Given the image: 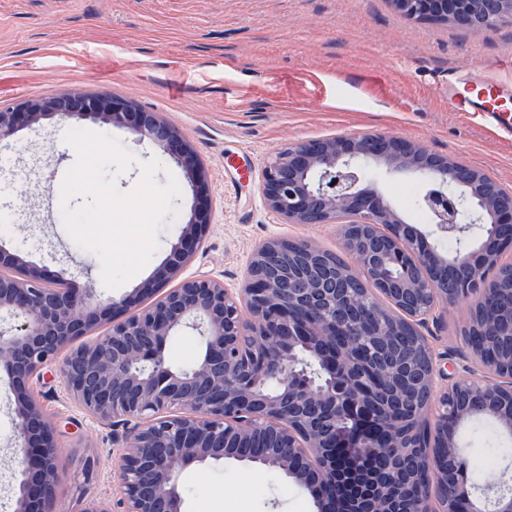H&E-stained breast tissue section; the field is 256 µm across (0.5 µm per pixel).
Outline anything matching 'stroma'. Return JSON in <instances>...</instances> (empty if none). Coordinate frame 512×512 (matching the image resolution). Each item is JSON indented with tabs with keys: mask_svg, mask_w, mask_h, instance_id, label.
I'll use <instances>...</instances> for the list:
<instances>
[{
	"mask_svg": "<svg viewBox=\"0 0 512 512\" xmlns=\"http://www.w3.org/2000/svg\"><path fill=\"white\" fill-rule=\"evenodd\" d=\"M480 66L512 75V24L465 30L404 17L392 0H0V106L63 94L107 96L159 113L183 132L207 177L208 232L184 273L241 287L254 249L275 238L342 252L336 225L290 224L270 209L265 163L308 139L380 132L478 168L512 190V141L466 112L448 109L445 76ZM88 129L119 139L139 162L162 148L129 125L57 117L0 142V244L62 284L102 288L100 262L62 221L59 189L75 154L63 135ZM243 155L249 182L233 184L224 157ZM175 176L176 219L158 234L148 264L122 287H141L178 243L196 203L184 169ZM472 304L437 308L424 329L437 352L469 365L463 328ZM54 422L63 472L59 495L77 507L93 491L121 512L122 450L111 429L74 402L58 373L31 386ZM13 395L0 375V512H11L22 454L13 439ZM185 512H315L309 492L287 476L233 459L188 468Z\"/></svg>",
	"mask_w": 512,
	"mask_h": 512,
	"instance_id": "obj_1",
	"label": "stroma"
}]
</instances>
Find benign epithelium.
I'll use <instances>...</instances> for the list:
<instances>
[{
	"instance_id": "7a95c632",
	"label": "benign epithelium",
	"mask_w": 512,
	"mask_h": 512,
	"mask_svg": "<svg viewBox=\"0 0 512 512\" xmlns=\"http://www.w3.org/2000/svg\"><path fill=\"white\" fill-rule=\"evenodd\" d=\"M393 3L411 20L442 16L463 29L512 23V0ZM52 115L131 124L187 172L198 198L208 195L184 134L132 103L63 95L21 109L0 107V141ZM371 167L419 176L425 190L418 203L437 240H455L452 253L363 182ZM262 193L290 224L340 226L361 271L356 279L405 313L400 329L417 337L416 353L387 352L393 319L371 296L359 305L349 289L337 287V278L355 271H336L305 240L260 244L235 292L219 279L182 276L209 224L202 207L191 211L146 287L120 298L91 286L55 288L45 270L0 247V372L11 382L24 456L14 512H72L57 494L56 428L30 391L55 366L74 400L121 444L122 512H184V470L224 458L284 473L310 493L317 512H512V469L477 493L456 440L460 424L477 417L512 434V368L470 346L477 368L440 389L447 373L421 331L439 305L463 296L477 305L499 291L498 259L512 248V192L479 169L403 138L350 133L279 152L263 169ZM469 224L480 228L473 243L461 238ZM298 255L305 264L288 280L271 273ZM481 328L503 335L501 314L486 310ZM184 329L197 331L203 349L191 366L179 368L166 348ZM329 336L351 347L356 337H371L364 357L385 376L380 392L369 390L356 369L336 364L324 346ZM309 356L326 371V384L311 377ZM270 431L279 452L263 445ZM383 447L415 455L417 467L429 471L430 487L407 493L396 469L369 468L358 453Z\"/></svg>"
}]
</instances>
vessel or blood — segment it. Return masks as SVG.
I'll list each match as a JSON object with an SVG mask.
<instances>
[{
	"instance_id": "1",
	"label": "vessel or blood",
	"mask_w": 512,
	"mask_h": 512,
	"mask_svg": "<svg viewBox=\"0 0 512 512\" xmlns=\"http://www.w3.org/2000/svg\"><path fill=\"white\" fill-rule=\"evenodd\" d=\"M448 109L471 113L484 126L512 139V84L480 68L449 69Z\"/></svg>"
}]
</instances>
